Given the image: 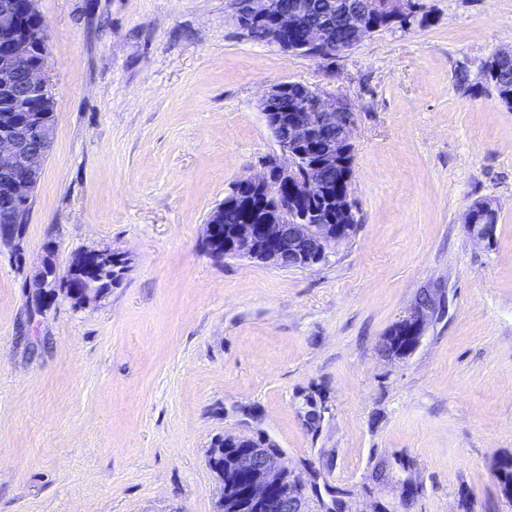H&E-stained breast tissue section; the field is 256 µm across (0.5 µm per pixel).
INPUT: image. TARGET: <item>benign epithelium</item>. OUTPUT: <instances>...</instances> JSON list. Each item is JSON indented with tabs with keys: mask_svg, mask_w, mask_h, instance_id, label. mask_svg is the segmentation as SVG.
<instances>
[{
	"mask_svg": "<svg viewBox=\"0 0 512 512\" xmlns=\"http://www.w3.org/2000/svg\"><path fill=\"white\" fill-rule=\"evenodd\" d=\"M36 0H0V90L9 94L13 108L10 125L0 128V176L9 182L5 201L8 224L0 227V245L22 257L20 233L34 200L42 174L52 128L39 121L38 101L53 96L46 64L35 58L28 26L37 22ZM235 21L246 33L262 27L264 43L286 52L288 35L299 40L300 48L314 59H328L351 50L376 31L366 22L370 14L400 19L410 14L408 0H341L336 8L346 22L336 32L330 24L307 22L309 5L296 0H234ZM296 84L280 82L267 88L260 99L265 123L277 140L282 157L270 158L263 170L244 177L240 187L224 198L204 225L208 253L217 260L226 257H255L279 267L283 262L295 268H312L326 262L336 245L347 239L355 219L350 200L352 179L350 154L354 151L352 131L356 115L349 105L324 91L311 87L295 91ZM337 173L331 182L325 173ZM226 210L247 213L251 219L224 227ZM470 232L489 239L496 227L495 211L479 203L466 215ZM124 256L108 249L86 250L75 256L57 282L51 283L40 267L32 286L53 291L84 308L100 296L90 288L91 277L103 267L119 269ZM434 296L427 291L410 314L399 321L409 335L384 341L385 352L404 342L408 353L421 341ZM283 471L274 448H239L218 478L229 494H221L218 512H305L302 485L292 479L288 486L273 479Z\"/></svg>",
	"mask_w": 512,
	"mask_h": 512,
	"instance_id": "obj_1",
	"label": "benign epithelium"
}]
</instances>
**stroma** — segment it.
<instances>
[{"label":"stroma","instance_id":"obj_1","mask_svg":"<svg viewBox=\"0 0 512 512\" xmlns=\"http://www.w3.org/2000/svg\"><path fill=\"white\" fill-rule=\"evenodd\" d=\"M421 3L315 60L251 40L233 0H38L56 136L25 265L0 250V512H216L227 434L273 443L307 512H512V108L485 79L512 0ZM280 82L355 112L357 226L311 269L213 260L210 212L281 154L260 110ZM49 246L127 268L36 312ZM426 290L421 343L386 355ZM465 223L475 237L490 239L496 227L495 211L488 203H478L468 211Z\"/></svg>","mask_w":512,"mask_h":512}]
</instances>
